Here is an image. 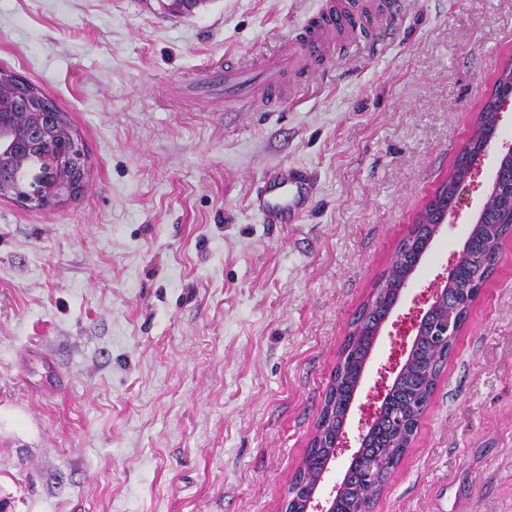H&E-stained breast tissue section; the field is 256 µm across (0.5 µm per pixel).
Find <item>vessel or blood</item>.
Masks as SVG:
<instances>
[{"label":"vessel or blood","instance_id":"vessel-or-blood-1","mask_svg":"<svg viewBox=\"0 0 512 512\" xmlns=\"http://www.w3.org/2000/svg\"><path fill=\"white\" fill-rule=\"evenodd\" d=\"M353 22L354 16L349 11H326L320 18L318 34L292 43H283L274 54L264 58L261 66V83L253 82L248 67L225 66V92L229 93L234 101L243 105L254 103L260 90L278 92L285 73L303 68L324 54L326 34L347 31L352 28ZM260 197L263 219L269 224L287 223L290 211L307 207L311 202L309 191L303 190L299 178L287 169L279 171L265 181Z\"/></svg>","mask_w":512,"mask_h":512}]
</instances>
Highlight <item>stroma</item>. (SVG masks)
I'll use <instances>...</instances> for the list:
<instances>
[{
	"label": "stroma",
	"instance_id": "obj_1",
	"mask_svg": "<svg viewBox=\"0 0 512 512\" xmlns=\"http://www.w3.org/2000/svg\"><path fill=\"white\" fill-rule=\"evenodd\" d=\"M0 0V69L70 113L81 195L0 197V512H284L354 314L512 61V0H354L313 75L253 108L209 65L333 0ZM312 203L265 223L279 168ZM495 173L481 159L384 323L331 472L406 359ZM372 512H512V237Z\"/></svg>",
	"mask_w": 512,
	"mask_h": 512
}]
</instances>
